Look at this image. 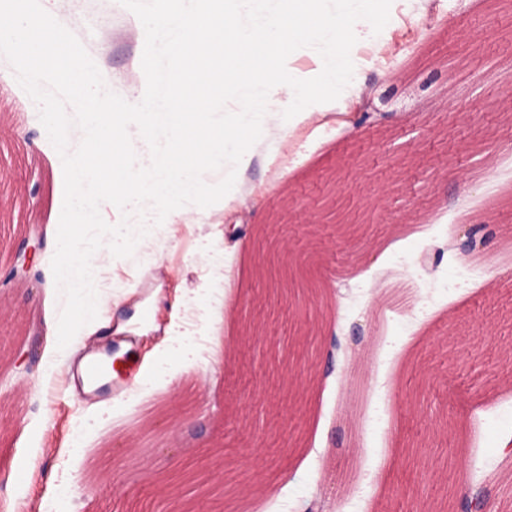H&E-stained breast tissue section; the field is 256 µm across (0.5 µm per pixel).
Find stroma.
Masks as SVG:
<instances>
[{"label": "stroma", "mask_w": 512, "mask_h": 512, "mask_svg": "<svg viewBox=\"0 0 512 512\" xmlns=\"http://www.w3.org/2000/svg\"><path fill=\"white\" fill-rule=\"evenodd\" d=\"M53 5L135 101L136 15L119 0ZM351 60L349 96L303 124L268 118L235 181L242 203L186 205L128 258L97 251L101 317L73 342L133 344L126 388L84 400L48 332L63 306L48 243L62 160L0 56V512H160L157 476L204 449L222 452L214 470L276 485L255 512H466L485 488L512 512V0H392ZM335 178L364 249L320 214ZM263 227L309 257L332 320L318 357L285 369L266 347L281 322L259 344L240 336L258 317ZM39 238L34 276L4 281ZM180 335L195 360H159Z\"/></svg>", "instance_id": "35a3bbf8"}]
</instances>
